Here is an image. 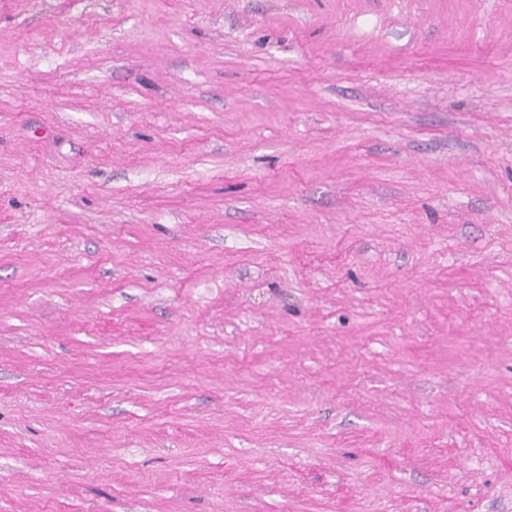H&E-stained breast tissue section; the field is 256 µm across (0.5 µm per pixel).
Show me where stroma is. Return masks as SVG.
<instances>
[{
	"label": "stroma",
	"instance_id": "obj_1",
	"mask_svg": "<svg viewBox=\"0 0 512 512\" xmlns=\"http://www.w3.org/2000/svg\"><path fill=\"white\" fill-rule=\"evenodd\" d=\"M0 512H512V0H0Z\"/></svg>",
	"mask_w": 512,
	"mask_h": 512
}]
</instances>
